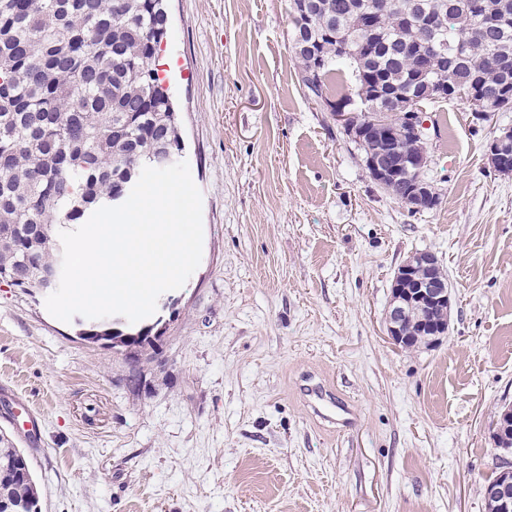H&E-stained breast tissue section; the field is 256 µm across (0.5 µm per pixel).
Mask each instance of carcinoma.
<instances>
[{
    "mask_svg": "<svg viewBox=\"0 0 512 512\" xmlns=\"http://www.w3.org/2000/svg\"><path fill=\"white\" fill-rule=\"evenodd\" d=\"M367 17L358 0H292V52L314 101L346 68L356 91L385 79L409 81L429 65L422 14L409 0H380ZM443 16V37L460 48L435 78L486 97L512 94V0H419ZM165 0H0V282L36 287L56 265L59 232L85 223L101 206L129 196L156 156L172 165L184 140L169 89L153 68L167 38ZM386 115L361 142L365 155L395 164L426 153L397 136ZM404 321L425 344L416 319ZM0 512H41L24 452L0 434Z\"/></svg>",
    "mask_w": 512,
    "mask_h": 512,
    "instance_id": "cac0c4a2",
    "label": "carcinoma"
}]
</instances>
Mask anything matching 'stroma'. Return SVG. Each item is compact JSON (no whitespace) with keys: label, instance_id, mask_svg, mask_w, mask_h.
Masks as SVG:
<instances>
[{"label":"stroma","instance_id":"1","mask_svg":"<svg viewBox=\"0 0 512 512\" xmlns=\"http://www.w3.org/2000/svg\"><path fill=\"white\" fill-rule=\"evenodd\" d=\"M170 81L202 194L203 253L160 340L110 348L0 283V430L28 457L42 512H486L512 406V175L473 122L424 104L430 210L395 199L298 82L290 0H169ZM432 253L447 334L388 336L398 268ZM359 415L336 431L302 388ZM35 409L27 442L6 410Z\"/></svg>","mask_w":512,"mask_h":512}]
</instances>
